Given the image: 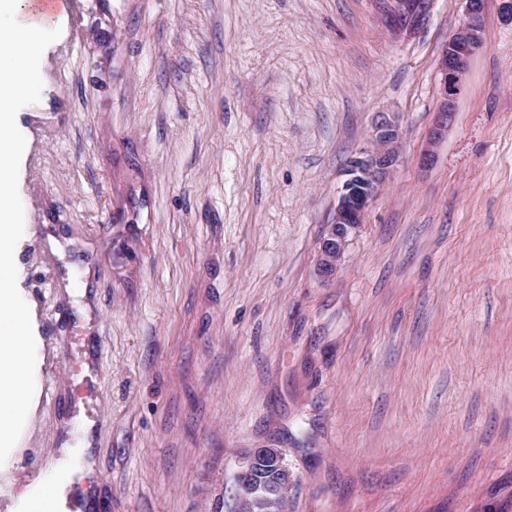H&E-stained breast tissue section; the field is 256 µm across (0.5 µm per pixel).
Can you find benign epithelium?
<instances>
[{
  "instance_id": "obj_1",
  "label": "benign epithelium",
  "mask_w": 512,
  "mask_h": 512,
  "mask_svg": "<svg viewBox=\"0 0 512 512\" xmlns=\"http://www.w3.org/2000/svg\"><path fill=\"white\" fill-rule=\"evenodd\" d=\"M388 27L397 35L412 37L427 25L435 0H390ZM465 19L449 38L439 65L440 103L427 148L418 164L428 166L434 147L448 132L461 94L462 79L475 55L485 49V0H465ZM400 128L396 117H382L374 128L373 144L350 157L336 201L331 224L321 239L317 271L323 280L335 275L349 238L363 224L365 213L382 192L400 163L397 143ZM295 477L281 449L250 448L236 475L231 512H285Z\"/></svg>"
}]
</instances>
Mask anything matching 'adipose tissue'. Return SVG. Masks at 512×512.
I'll return each instance as SVG.
<instances>
[{
	"mask_svg": "<svg viewBox=\"0 0 512 512\" xmlns=\"http://www.w3.org/2000/svg\"><path fill=\"white\" fill-rule=\"evenodd\" d=\"M61 18L58 12L47 15L40 0H0V45L15 48L12 55H0V473L7 472L36 409L34 370L42 349L12 282L13 245L21 231L15 186L29 153L28 138L15 130V111L20 98L41 92L42 52ZM19 484L17 512H65V480L51 474Z\"/></svg>",
	"mask_w": 512,
	"mask_h": 512,
	"instance_id": "ef3b65f1",
	"label": "adipose tissue"
}]
</instances>
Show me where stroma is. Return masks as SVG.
Masks as SVG:
<instances>
[{
	"label": "stroma",
	"mask_w": 512,
	"mask_h": 512,
	"mask_svg": "<svg viewBox=\"0 0 512 512\" xmlns=\"http://www.w3.org/2000/svg\"><path fill=\"white\" fill-rule=\"evenodd\" d=\"M388 8L67 0L17 111L13 284L43 347L13 470L88 418L91 512H230L258 446L295 476L286 512H512V22L486 0L423 169L465 2L412 38ZM382 112L403 162L321 281ZM464 1L466 2L465 19L449 38L439 60L440 103L437 119L429 134L428 146L420 153L417 160L421 167H427L432 162L434 147L448 132V125L456 111L463 76L473 57L485 49L483 32L486 0Z\"/></svg>",
	"instance_id": "obj_1"
}]
</instances>
